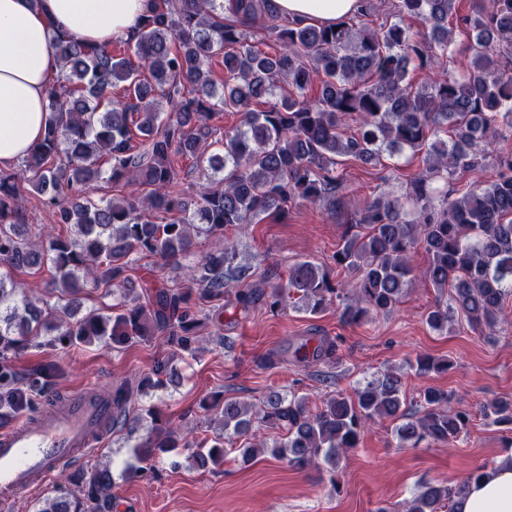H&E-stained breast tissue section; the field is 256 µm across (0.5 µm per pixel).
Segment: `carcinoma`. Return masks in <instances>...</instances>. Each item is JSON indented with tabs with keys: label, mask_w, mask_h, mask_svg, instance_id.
<instances>
[{
	"label": "carcinoma",
	"mask_w": 512,
	"mask_h": 512,
	"mask_svg": "<svg viewBox=\"0 0 512 512\" xmlns=\"http://www.w3.org/2000/svg\"><path fill=\"white\" fill-rule=\"evenodd\" d=\"M455 4L396 0V21L370 29L351 18L290 22L274 12L272 0H153L119 53L75 36L56 39L61 75L48 91L43 137L22 168L0 167V386L7 393L0 415L24 401V378L9 361L42 336L55 334L72 346L110 340L119 350L165 334L190 354L202 314L222 316L231 294L243 318L260 303L277 311L296 297L312 315L335 304L343 321L360 323L401 302L414 277L410 255L418 250L427 254L425 277L440 294L426 314L428 327L446 333L465 321L495 336L508 322L512 297V154L498 156L493 180L456 197L440 194L434 181L480 166L498 123L512 121V0H477L474 16L465 19L471 62L461 74L434 68L453 43ZM243 25L260 30L274 51L249 43ZM218 56L220 87L209 70ZM411 69L425 73L421 83L408 79ZM284 83L288 96L280 97ZM314 83L320 91L310 97ZM118 86L123 96L114 98ZM261 100L268 108L252 111ZM222 112H237L242 121L218 138L212 120ZM351 120L360 131L348 136ZM405 149L423 155L425 169L402 197L382 193L367 201L337 244L333 261L353 280H335L328 268L299 260L268 291L248 283L252 273L234 264L235 244L224 232L284 214L297 200L334 206L347 189L340 159L376 163ZM182 158L194 159L204 177L193 197L179 181ZM100 183L132 190L94 201L87 190ZM29 186L55 218L36 232L21 208ZM199 237H222L224 247L205 253L181 285L129 274L137 257L181 266ZM45 271L54 303L14 281ZM91 292L114 303L85 311ZM310 342L295 347V362H335V343ZM449 367L431 355L412 365L421 376ZM171 372L161 361L137 385L112 389V429L148 423L133 445L137 465L129 473L136 476L153 473L152 461L172 448L187 449L193 467L211 470L236 438L246 460L267 451L333 473L377 421L394 424L398 447L415 448L453 443L474 418L455 407L453 392L432 386L405 407L401 378L386 373L314 408L295 392H271L259 405L215 397L205 407L219 431L195 443L158 406L136 405L144 389L164 386ZM481 414L511 427L512 401L487 402ZM256 422L276 435L256 437ZM67 479L72 488L38 512H109V467ZM462 490L425 483L404 512H454Z\"/></svg>",
	"instance_id": "carcinoma-1"
}]
</instances>
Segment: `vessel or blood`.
I'll use <instances>...</instances> for the list:
<instances>
[{
    "mask_svg": "<svg viewBox=\"0 0 512 512\" xmlns=\"http://www.w3.org/2000/svg\"><path fill=\"white\" fill-rule=\"evenodd\" d=\"M111 417V400L90 399L83 389L36 419L0 428V512L51 481L66 463H82L98 452L108 440Z\"/></svg>",
    "mask_w": 512,
    "mask_h": 512,
    "instance_id": "1",
    "label": "vessel or blood"
}]
</instances>
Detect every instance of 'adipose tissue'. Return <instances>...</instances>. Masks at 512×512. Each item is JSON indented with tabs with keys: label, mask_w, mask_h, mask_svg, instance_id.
Here are the masks:
<instances>
[{
	"label": "adipose tissue",
	"mask_w": 512,
	"mask_h": 512,
	"mask_svg": "<svg viewBox=\"0 0 512 512\" xmlns=\"http://www.w3.org/2000/svg\"><path fill=\"white\" fill-rule=\"evenodd\" d=\"M277 14L324 23L358 12L361 0H273ZM149 0H0V167L39 142L48 91L61 73L57 37L97 45L133 37ZM455 512H512V462L500 460L455 498Z\"/></svg>",
	"instance_id": "adipose-tissue-1"
}]
</instances>
